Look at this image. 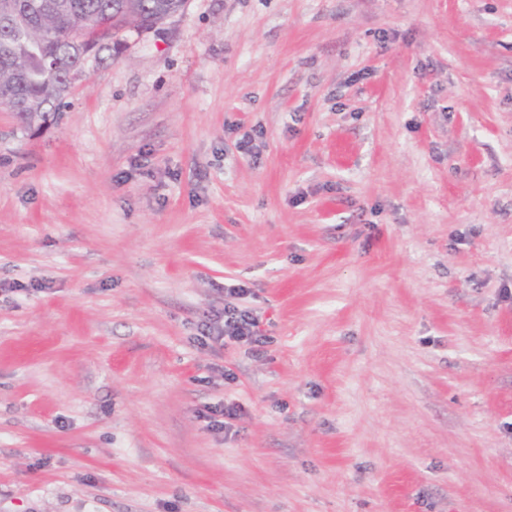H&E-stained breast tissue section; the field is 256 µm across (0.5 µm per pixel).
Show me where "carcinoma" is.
<instances>
[{"label": "carcinoma", "instance_id": "obj_1", "mask_svg": "<svg viewBox=\"0 0 512 512\" xmlns=\"http://www.w3.org/2000/svg\"><path fill=\"white\" fill-rule=\"evenodd\" d=\"M181 0H0L13 14L0 28V106L23 124L46 120L65 107L103 53L127 34L159 25Z\"/></svg>", "mask_w": 512, "mask_h": 512}]
</instances>
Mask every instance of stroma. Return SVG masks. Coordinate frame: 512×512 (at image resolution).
Returning a JSON list of instances; mask_svg holds the SVG:
<instances>
[{"mask_svg":"<svg viewBox=\"0 0 512 512\" xmlns=\"http://www.w3.org/2000/svg\"><path fill=\"white\" fill-rule=\"evenodd\" d=\"M0 512H512V0H187L0 109ZM204 345L224 346L227 341L261 347L267 343L266 336L258 331V319L247 308L225 301L224 310L207 316L201 328ZM241 412L242 407L239 404L232 403L224 405L223 409L206 406L204 410H201L199 413L201 417L208 420L209 423L214 427L224 428V430H231L233 426L232 421L236 420ZM219 416L224 418V420L221 421L217 419Z\"/></svg>","mask_w":512,"mask_h":512,"instance_id":"35a3bbf8","label":"stroma"}]
</instances>
